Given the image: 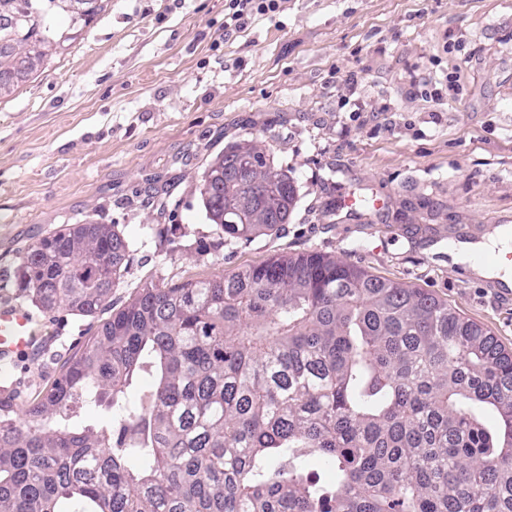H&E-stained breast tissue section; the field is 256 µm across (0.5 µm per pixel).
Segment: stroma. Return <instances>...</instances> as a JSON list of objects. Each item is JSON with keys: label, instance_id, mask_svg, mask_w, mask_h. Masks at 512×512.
Segmentation results:
<instances>
[{"label": "stroma", "instance_id": "35a3bbf8", "mask_svg": "<svg viewBox=\"0 0 512 512\" xmlns=\"http://www.w3.org/2000/svg\"><path fill=\"white\" fill-rule=\"evenodd\" d=\"M226 0H106L0 98V299L28 247L115 225L111 308L39 312L44 355L0 377L23 404L110 311L175 286L317 251L420 288L512 350V294L451 272L449 236L512 225V0H284L226 26ZM256 140L298 189L287 224L226 239L199 192L224 148ZM360 199L344 207L346 197Z\"/></svg>", "mask_w": 512, "mask_h": 512}]
</instances>
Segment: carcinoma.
<instances>
[{
  "label": "carcinoma",
  "instance_id": "cac0c4a2",
  "mask_svg": "<svg viewBox=\"0 0 512 512\" xmlns=\"http://www.w3.org/2000/svg\"><path fill=\"white\" fill-rule=\"evenodd\" d=\"M46 2L70 0H0V96L52 46ZM77 2L75 24L104 8ZM200 193L231 238L287 223L297 201L249 142ZM126 253L112 224H66L25 252L19 294L95 315ZM79 402L111 420L79 421ZM0 512H512V351L424 290L320 252L146 285L27 407L0 395Z\"/></svg>",
  "mask_w": 512,
  "mask_h": 512
}]
</instances>
